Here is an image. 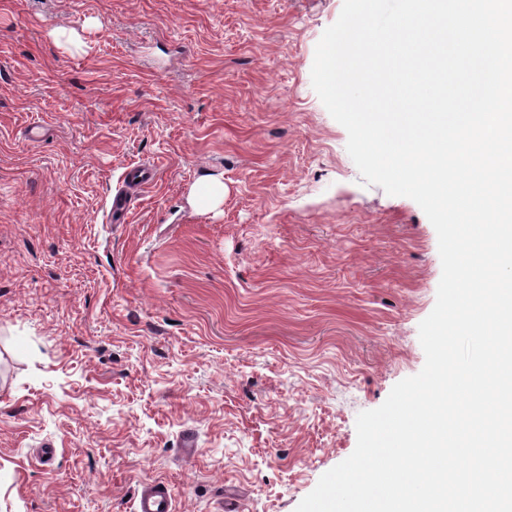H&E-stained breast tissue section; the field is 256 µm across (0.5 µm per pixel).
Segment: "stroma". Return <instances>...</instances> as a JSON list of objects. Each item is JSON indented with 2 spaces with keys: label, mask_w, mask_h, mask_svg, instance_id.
I'll use <instances>...</instances> for the list:
<instances>
[{
  "label": "stroma",
  "mask_w": 512,
  "mask_h": 512,
  "mask_svg": "<svg viewBox=\"0 0 512 512\" xmlns=\"http://www.w3.org/2000/svg\"><path fill=\"white\" fill-rule=\"evenodd\" d=\"M342 6L0 0V512H295L421 371L437 233L312 86ZM155 179V171L150 166H141L132 172L129 179V186L126 190L118 191L113 197L110 205V218L113 224L126 222L130 211L131 194L138 188L149 185ZM224 200V184L216 177H203L193 201L202 211L214 209ZM133 512H173V495L163 481H152L142 486L133 501Z\"/></svg>",
  "instance_id": "stroma-1"
}]
</instances>
